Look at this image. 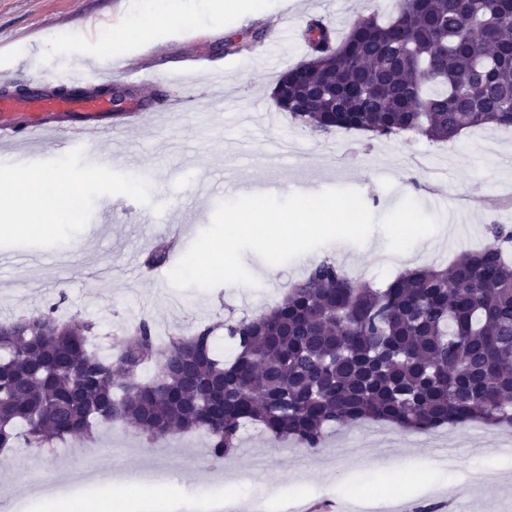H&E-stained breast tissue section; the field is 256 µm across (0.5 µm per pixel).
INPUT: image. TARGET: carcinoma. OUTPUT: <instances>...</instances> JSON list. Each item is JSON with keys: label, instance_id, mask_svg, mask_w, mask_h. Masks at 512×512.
I'll return each instance as SVG.
<instances>
[{"label": "carcinoma", "instance_id": "cac0c4a2", "mask_svg": "<svg viewBox=\"0 0 512 512\" xmlns=\"http://www.w3.org/2000/svg\"><path fill=\"white\" fill-rule=\"evenodd\" d=\"M304 60L277 81L275 109L314 133L355 130L449 142L484 125L512 127V0H401L389 19L361 16L340 40L323 16L304 23ZM460 253L447 268L407 269L382 288L324 260L283 299L223 324L156 343L142 320L114 356L92 349L89 321L49 308L0 322V450L94 439L135 427L152 443L204 436L210 456L236 453L244 427L273 441L323 445L333 424L381 421L431 432L480 421L512 425V262L509 240ZM159 244L145 263L163 266ZM156 362L153 376L140 372Z\"/></svg>", "mask_w": 512, "mask_h": 512}]
</instances>
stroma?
Segmentation results:
<instances>
[{
    "label": "stroma",
    "mask_w": 512,
    "mask_h": 512,
    "mask_svg": "<svg viewBox=\"0 0 512 512\" xmlns=\"http://www.w3.org/2000/svg\"><path fill=\"white\" fill-rule=\"evenodd\" d=\"M197 25L156 30L149 37L113 48L109 33L155 12L160 0H0V75L8 87H31L33 79L72 67L78 60L121 57L140 71L172 73L199 60L224 71V121L209 116L214 90L206 74L191 69L186 85L138 87L141 96L167 97L175 109L127 127L99 151L124 150L123 169L66 168L34 155L29 174L67 170L84 207L70 218L49 216L40 236L0 234V254L18 261L0 267V320L56 307L97 326L102 354H111L126 331L148 320L157 338L228 319L253 317L280 302L288 285L319 258L341 265L353 279L381 287L411 266L446 267L461 253L452 239L415 249L403 259H384L387 239L374 229L363 244L338 241L271 266L243 254L258 287L227 284L209 291L179 290L161 277L146 280L130 267L144 261L152 244L167 239L177 220L194 242L217 204L255 191L280 197L327 188L358 190L376 217L403 197L425 213L463 226V239L477 246L490 240L489 227L512 229V131L484 127L464 131L448 143L414 133L375 138L339 130L320 135L273 110L278 77L304 58L300 30L324 16L344 36L363 13L389 18L399 0H263L253 11L242 0L238 12L212 14L208 0H178ZM263 26L267 37L245 43L240 53L222 51L225 37ZM76 29L89 38L72 44ZM212 182L206 196L190 194L193 178ZM153 210L144 224L140 206ZM398 485L399 512H512V436L480 422L432 432L405 431L372 421L328 428L318 452L273 442L258 428L241 434L238 452L213 461L194 434H174L148 445L131 427H100L89 448H14L0 455V512H45L42 495L63 504L110 503L122 499L130 512H357L365 491L384 497Z\"/></svg>",
    "instance_id": "obj_1"
}]
</instances>
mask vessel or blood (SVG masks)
I'll return each mask as SVG.
<instances>
[{"mask_svg":"<svg viewBox=\"0 0 512 512\" xmlns=\"http://www.w3.org/2000/svg\"><path fill=\"white\" fill-rule=\"evenodd\" d=\"M99 81L98 66L89 62L82 68L40 80L29 95L0 97V143L17 146L13 162L22 166L29 160L24 145L43 137L59 139V133L64 131L68 134L62 141L64 147L78 152L86 165L108 170L122 166L119 152L90 154L84 152L83 146L111 136L117 125L139 123L145 103L133 102L121 116H113L110 100L95 92Z\"/></svg>","mask_w":512,"mask_h":512,"instance_id":"vessel-or-blood-1","label":"vessel or blood"}]
</instances>
